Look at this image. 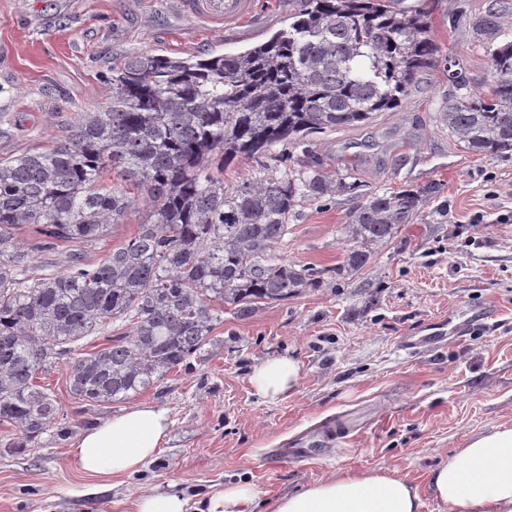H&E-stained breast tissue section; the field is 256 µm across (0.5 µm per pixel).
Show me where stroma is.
Here are the masks:
<instances>
[{
  "mask_svg": "<svg viewBox=\"0 0 512 512\" xmlns=\"http://www.w3.org/2000/svg\"><path fill=\"white\" fill-rule=\"evenodd\" d=\"M253 17L223 25L191 15L181 0H0V157L43 148L77 113L109 102L112 63L129 55L231 54L287 28L297 0H255ZM426 8L442 46L474 87L490 77L482 44L512 38V0H405ZM453 87L421 76L401 107L371 125L324 129L311 150L333 160L360 156L355 190L299 207L274 249L276 261L328 267L323 283L264 304L247 319L225 313L215 345L179 374L130 404L167 410L168 442L140 472L82 495L72 466L79 433L124 411L90 405L65 388L71 364L50 374L62 415L34 448H0V512H127L151 490L192 493L248 482L254 512L329 477L384 474L420 496V512H448L429 473L468 441L512 426V152L475 155L442 121ZM441 185L392 240L374 246L370 265L339 279L330 270L349 241L343 227L374 194ZM491 319L443 348L408 354L405 336L432 333L444 317ZM271 355L301 364L293 392L271 401L249 383ZM307 440L306 459L284 456Z\"/></svg>",
  "mask_w": 512,
  "mask_h": 512,
  "instance_id": "1",
  "label": "stroma"
}]
</instances>
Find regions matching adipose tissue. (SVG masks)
Listing matches in <instances>:
<instances>
[{
    "label": "adipose tissue",
    "instance_id": "ef3b65f1",
    "mask_svg": "<svg viewBox=\"0 0 512 512\" xmlns=\"http://www.w3.org/2000/svg\"><path fill=\"white\" fill-rule=\"evenodd\" d=\"M298 360L277 355L254 367L249 382L256 394L277 399L298 384ZM166 409L144 403L84 430L72 450L74 468L90 478L85 495L106 490V480L138 472L166 443ZM429 485L449 512H512V427L472 438L429 473ZM253 484L235 482L200 496L175 490L149 491L131 512H252ZM420 498L407 483L382 474L326 479L279 499L273 512H419Z\"/></svg>",
    "mask_w": 512,
    "mask_h": 512
}]
</instances>
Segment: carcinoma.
Returning <instances> with one entry per match:
<instances>
[{
  "label": "carcinoma",
  "mask_w": 512,
  "mask_h": 512,
  "mask_svg": "<svg viewBox=\"0 0 512 512\" xmlns=\"http://www.w3.org/2000/svg\"><path fill=\"white\" fill-rule=\"evenodd\" d=\"M440 45L428 12L396 0H299L294 21L237 54L131 55L112 64L111 100L80 112L40 151L0 158V437L11 453L34 446L61 414L48 375L76 355L70 396L123 403L217 342L233 307L297 296L333 272L364 269L372 246L414 223L439 192L374 194L346 225L351 246L332 269L274 262L288 218L306 202L355 186L360 159L327 160L305 146L315 130L372 123L402 104ZM491 76L476 90L448 70L456 101L448 133L474 153L512 151V40L485 46ZM303 147L295 169L262 165L224 188V167L260 162L273 147ZM143 203L146 219L106 248ZM32 229L28 246L16 232ZM75 246L66 271L33 254ZM104 250L97 262L87 250Z\"/></svg>",
  "instance_id": "cac0c4a2"
}]
</instances>
